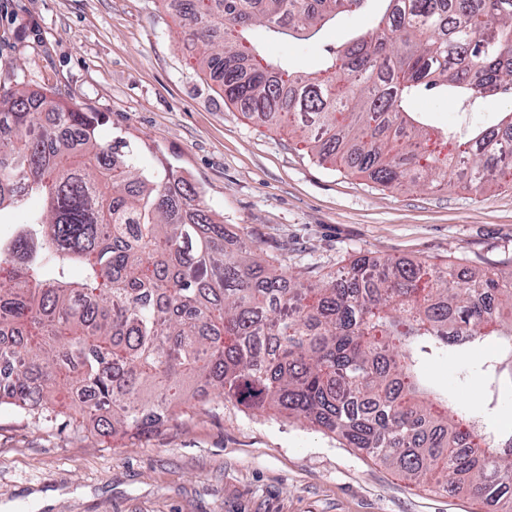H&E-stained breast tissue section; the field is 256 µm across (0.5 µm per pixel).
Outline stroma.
Masks as SVG:
<instances>
[{"label":"stroma","mask_w":512,"mask_h":512,"mask_svg":"<svg viewBox=\"0 0 512 512\" xmlns=\"http://www.w3.org/2000/svg\"><path fill=\"white\" fill-rule=\"evenodd\" d=\"M370 0L312 37L264 42L267 59L313 71L325 51L371 30ZM161 0H0V84L104 113L103 141L144 140L188 177L234 236L294 272H335L359 255L470 266L512 256V180L488 192L383 186L322 164L285 128L225 101L182 51ZM469 359L430 361L434 388L512 430V381L488 406ZM0 512H491L412 483L365 450L272 410L200 396L136 439L78 432L0 407Z\"/></svg>","instance_id":"1"}]
</instances>
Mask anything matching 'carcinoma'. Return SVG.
I'll return each instance as SVG.
<instances>
[{
    "instance_id": "carcinoma-1",
    "label": "carcinoma",
    "mask_w": 512,
    "mask_h": 512,
    "mask_svg": "<svg viewBox=\"0 0 512 512\" xmlns=\"http://www.w3.org/2000/svg\"><path fill=\"white\" fill-rule=\"evenodd\" d=\"M224 98L284 125L320 160L384 186L482 193L512 176V110L441 133L410 108L512 101V0H384L376 28L329 48L316 72L267 61L246 32L314 34L367 0H160ZM104 113L0 85V406L137 437L203 382L363 448L410 481L512 512V432L492 441L465 407L422 385L423 365L486 336L481 366L512 379V259L429 267L361 256L317 279L234 238L188 179L142 141L101 143ZM31 197L42 201L27 210ZM84 277L73 281L68 268ZM59 384L70 402L48 400Z\"/></svg>"
}]
</instances>
